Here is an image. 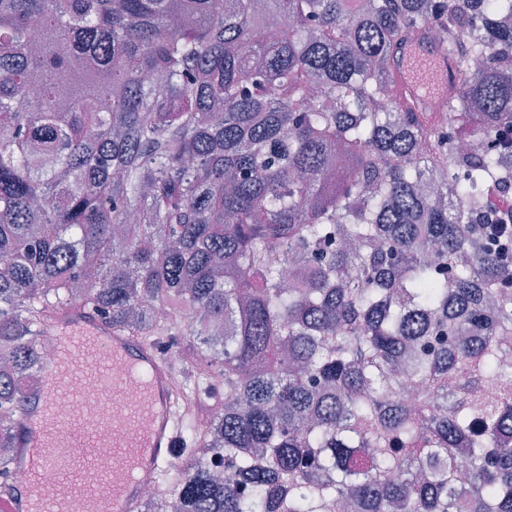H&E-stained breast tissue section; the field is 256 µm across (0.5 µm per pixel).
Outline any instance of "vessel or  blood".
I'll return each mask as SVG.
<instances>
[{"instance_id":"b4317fda","label":"vessel or blood","mask_w":512,"mask_h":512,"mask_svg":"<svg viewBox=\"0 0 512 512\" xmlns=\"http://www.w3.org/2000/svg\"><path fill=\"white\" fill-rule=\"evenodd\" d=\"M394 67L399 82L425 104L445 103L459 75L447 53L429 40L401 45ZM46 334L58 337L59 352L46 361L47 383L31 399L17 427L13 470L27 484L0 499V512H142L140 479L172 462L181 445L176 371L159 351L127 336L113 334L101 319L73 307L52 317ZM131 362L123 379L112 377L113 361ZM98 388L97 400L83 398L86 382ZM79 403L85 415L80 431L53 419L60 400ZM121 407L115 422L108 410ZM110 444L108 459H89L77 481L44 486L41 474L68 468L76 449Z\"/></svg>"}]
</instances>
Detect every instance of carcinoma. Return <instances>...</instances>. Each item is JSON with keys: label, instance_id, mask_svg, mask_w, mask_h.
<instances>
[{"label": "carcinoma", "instance_id": "carcinoma-1", "mask_svg": "<svg viewBox=\"0 0 512 512\" xmlns=\"http://www.w3.org/2000/svg\"><path fill=\"white\" fill-rule=\"evenodd\" d=\"M509 212L512 0H0L3 490L80 306L224 384L172 512H512ZM417 62H428L433 66L431 80L425 81L417 76ZM394 67L399 82L424 104H445L448 88L459 83V75L447 53L430 40L402 44L395 57Z\"/></svg>", "mask_w": 512, "mask_h": 512}]
</instances>
